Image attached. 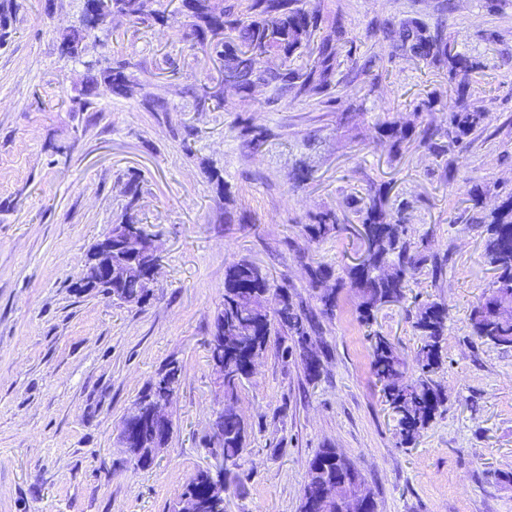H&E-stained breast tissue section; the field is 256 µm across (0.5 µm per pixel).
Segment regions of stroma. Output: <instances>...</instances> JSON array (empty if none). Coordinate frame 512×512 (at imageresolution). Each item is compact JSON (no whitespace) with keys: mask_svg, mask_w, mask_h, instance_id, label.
Segmentation results:
<instances>
[{"mask_svg":"<svg viewBox=\"0 0 512 512\" xmlns=\"http://www.w3.org/2000/svg\"><path fill=\"white\" fill-rule=\"evenodd\" d=\"M79 6L22 0L0 31V512H172L216 462L210 425L222 391L208 338L225 268L252 261L287 284L296 305L316 308L309 265L341 269L363 241L352 223L311 243L309 214L350 215L348 196L379 185L390 207L411 206L423 269L369 328L354 293L341 290L334 316L320 320L317 379L272 348L258 360L238 392L244 476L228 485L224 512H300L307 462L329 445L365 477L377 512H512V350L474 341L469 326L495 278L476 219L512 196V0H323L325 18H343L350 49L330 102L288 95L271 104L266 90L244 100L228 89L216 112L194 111L187 92L220 85V60L188 52L180 27L134 32L123 21L104 52L134 62L137 85L76 111L84 67L61 55L59 34ZM392 16L444 20V38L480 64L468 90L488 117L443 156L417 140L395 156L379 138L378 117L415 122L414 104L454 101L458 85L392 53L379 31ZM154 94L169 111L145 109ZM244 120L267 130L260 150L240 137ZM302 160L312 173L298 184ZM208 166L228 194L208 181ZM133 177L134 202L124 192ZM128 211L160 239L150 301L76 293L87 250ZM428 300L448 306L433 375L447 399L404 444L371 372L367 334L387 336L416 370L413 317ZM172 361L182 368L166 407L172 436L151 467L134 468L122 420Z\"/></svg>","mask_w":512,"mask_h":512,"instance_id":"35a3bbf8","label":"stroma"}]
</instances>
